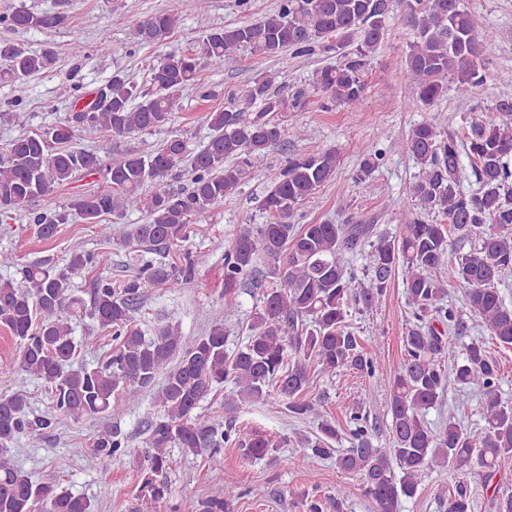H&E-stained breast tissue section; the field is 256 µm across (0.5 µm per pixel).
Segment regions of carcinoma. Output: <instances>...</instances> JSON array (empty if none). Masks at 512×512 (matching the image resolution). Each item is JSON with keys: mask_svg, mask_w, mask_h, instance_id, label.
Here are the masks:
<instances>
[{"mask_svg": "<svg viewBox=\"0 0 512 512\" xmlns=\"http://www.w3.org/2000/svg\"><path fill=\"white\" fill-rule=\"evenodd\" d=\"M396 0H279L277 10L263 19L237 26L215 27L202 39L199 51L172 50L151 72L152 90L142 89L127 75L116 73L94 91V100L79 104L44 132L13 139L0 155V216H18L37 227L44 241L54 239L59 225L80 219L98 228L108 243L137 251L141 247L169 249L186 241L195 216L238 193L248 169L262 167L269 148L281 138L273 115L289 105L303 111L309 91L298 88L291 101L273 89L276 76L260 73L251 81L245 102L249 110L202 113L210 130L207 143L188 153L178 136L151 152L125 150L110 165L92 149L71 147L76 131L88 127L113 138H133L169 124L178 110L180 93L198 76L200 59L214 70L243 50L262 56L312 54L317 44L334 50L341 61L316 72L314 90L333 106L354 107L364 98L362 72L368 58L384 41ZM417 29L405 56V73L413 95L412 110L430 107L443 96L446 81L479 97L485 92V61L495 54L496 34L463 0H405ZM181 19V0L142 19L137 35L163 42ZM14 31L47 29L59 16L23 7L0 16ZM56 62L50 49L28 51L0 43V80L22 100L29 80ZM491 113L473 112L464 140L433 122L415 125L406 150L419 168L406 185L412 207L399 213V234L373 236L370 224L293 223L297 211L336 175L340 152L328 148L288 159L260 207L263 224H247L224 254V308L212 316L202 336L186 337L167 323L151 336L135 325L138 301L156 288H176L191 279V267L163 260L138 258V269L119 286L100 278L90 304L75 295V278L89 269H105L111 253L73 250L58 266L32 261L17 268L19 280H0V328L17 339L19 365L27 375L49 385L53 410L80 419L112 418L124 405L139 400L142 391L162 378L155 394L159 415L149 425V466L139 497L150 505L167 503L171 488L166 473L169 449L201 456L224 470V445L240 447L244 457L261 460L271 454V437L256 427L215 422L198 412L201 402L227 381L238 399L265 403L271 399L284 413L301 418L314 411L302 397L311 375H333L353 368L379 375L387 388L391 415L389 446L376 443L362 416L350 414V448L333 447L339 440L336 423L317 415V436L306 441L310 456L335 459L336 466L359 477V490L375 512H399L403 498L417 492L427 471L460 472L453 486H441L448 512H474L467 477L484 483L512 462V405L498 394L500 365L483 344L465 347L456 357V340L465 330L459 311L442 304L446 294L443 271L456 279L466 308L480 319L499 343L512 346V307L498 291L501 276L512 270V98L493 100ZM467 157L479 187L467 189L462 157ZM383 152L365 150L355 174L362 182L380 167ZM191 182L182 190L167 178L182 163ZM100 175L101 190L74 192L63 211L46 215L29 209L42 197L58 193L78 178ZM151 190H146V187ZM128 211L146 215L144 224H124ZM439 217L427 222L423 214ZM105 215L112 223L103 224ZM454 233L474 244L453 255L448 236ZM365 253L358 279L341 261L344 251ZM271 264L275 286L263 293L261 305L248 323L246 342L227 348L224 320L233 310L228 298L242 280L256 272L259 256ZM402 275L413 322L404 336L405 358L395 370L383 371L361 346L348 322L349 301L369 309ZM90 320L112 333L116 347L99 367L75 366L79 343L75 324ZM451 369L445 368V362ZM483 392L482 424L465 430L450 421L433 426L427 412L437 407L448 379ZM54 418H29V401L20 392L0 393V512H91L86 498L60 483H40L18 465L27 453L21 439L52 427ZM89 457L106 470L125 453L127 438L115 427L98 431ZM240 496L233 479L224 481L217 496L183 500L174 512H229Z\"/></svg>", "mask_w": 512, "mask_h": 512, "instance_id": "obj_1", "label": "carcinoma"}]
</instances>
